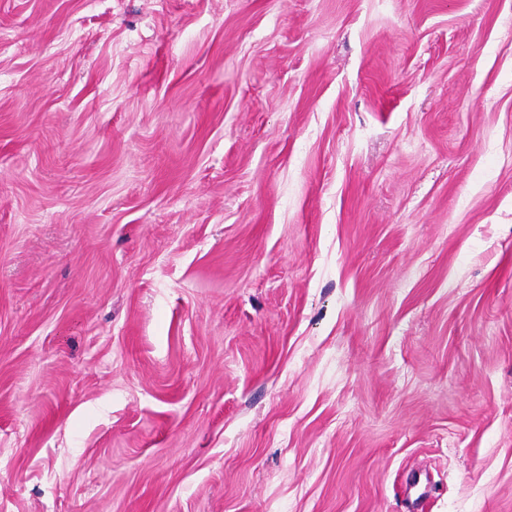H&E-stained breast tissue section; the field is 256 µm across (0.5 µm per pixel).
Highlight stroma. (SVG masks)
Listing matches in <instances>:
<instances>
[{
  "instance_id": "obj_1",
  "label": "stroma",
  "mask_w": 512,
  "mask_h": 512,
  "mask_svg": "<svg viewBox=\"0 0 512 512\" xmlns=\"http://www.w3.org/2000/svg\"><path fill=\"white\" fill-rule=\"evenodd\" d=\"M0 512H512V0H0Z\"/></svg>"
}]
</instances>
